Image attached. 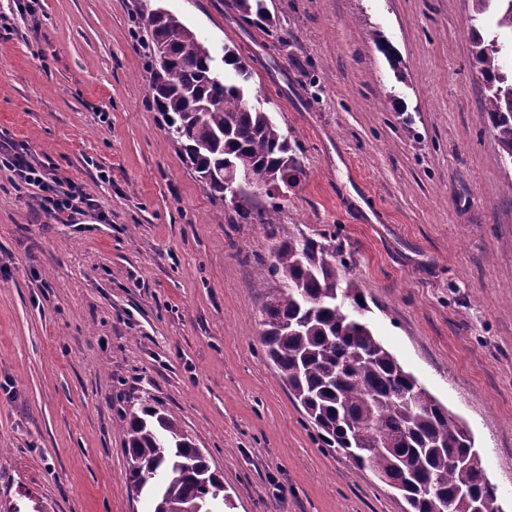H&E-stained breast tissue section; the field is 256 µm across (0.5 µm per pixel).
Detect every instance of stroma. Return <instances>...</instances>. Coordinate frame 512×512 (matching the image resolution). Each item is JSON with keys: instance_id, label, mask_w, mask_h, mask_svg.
I'll return each mask as SVG.
<instances>
[{"instance_id": "obj_1", "label": "stroma", "mask_w": 512, "mask_h": 512, "mask_svg": "<svg viewBox=\"0 0 512 512\" xmlns=\"http://www.w3.org/2000/svg\"><path fill=\"white\" fill-rule=\"evenodd\" d=\"M231 3L0 0V143L97 202L51 217L0 170V512H150L117 428L145 399L205 448L233 512H403L322 446L259 342L282 286L257 273L271 238L166 134L130 36L159 7L253 60L248 99L304 170L275 238L334 235L374 334L469 430L512 512V166L481 110L471 0H267L264 28Z\"/></svg>"}]
</instances>
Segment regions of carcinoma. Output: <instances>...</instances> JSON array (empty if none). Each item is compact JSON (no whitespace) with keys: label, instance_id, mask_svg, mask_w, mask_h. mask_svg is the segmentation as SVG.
Masks as SVG:
<instances>
[{"label":"carcinoma","instance_id":"cac0c4a2","mask_svg":"<svg viewBox=\"0 0 512 512\" xmlns=\"http://www.w3.org/2000/svg\"><path fill=\"white\" fill-rule=\"evenodd\" d=\"M246 21L267 24L264 0H233ZM149 90L169 138L210 194L224 199L226 163L250 172L235 212L268 226L277 207L256 209V192L303 173L298 144L269 114L249 105L242 87L215 73L208 47L175 14L151 13ZM472 66L485 93L482 111L512 163V71L503 45L466 23ZM224 65L247 81L250 70L230 49ZM265 271L286 284L263 305L260 336L280 378L319 440L370 470L405 501L406 512H501L473 440L374 336L353 308L367 302L330 243L310 236L273 244ZM129 458V488L147 492L153 512H222L233 508L224 482L169 413L144 404L120 418Z\"/></svg>","mask_w":512,"mask_h":512}]
</instances>
